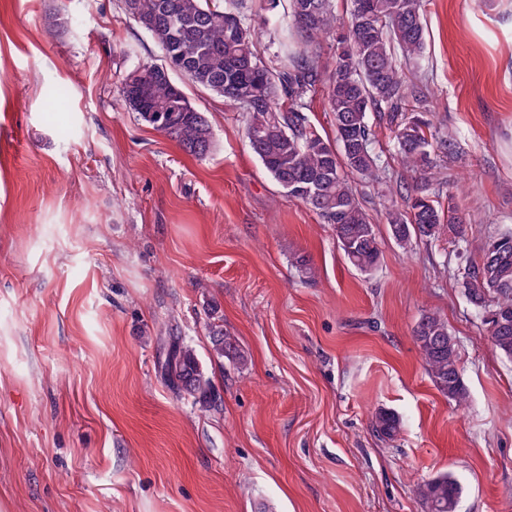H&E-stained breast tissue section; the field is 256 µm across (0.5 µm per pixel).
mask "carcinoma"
<instances>
[{
    "label": "carcinoma",
    "instance_id": "obj_1",
    "mask_svg": "<svg viewBox=\"0 0 512 512\" xmlns=\"http://www.w3.org/2000/svg\"><path fill=\"white\" fill-rule=\"evenodd\" d=\"M278 19L281 34L277 63L256 53L260 29L239 0H124L126 12L161 47L166 65L142 63L121 82L120 94L138 119L175 140L199 159L214 149L204 113L170 79L176 71L243 110L245 137L267 174L333 227L344 258L363 273L380 260L375 226L352 186L355 177L392 182L390 163L375 151L369 114L381 113L395 126L397 154L403 166L420 173L412 184L395 188L404 206L384 207L383 218L394 240H434L449 231L457 248L469 246L461 216L445 217L438 205L439 172L435 152H453L446 135L428 132L431 123L401 118L409 102L427 111L432 91L421 78L410 79L402 63L420 67L425 52L422 0H352L347 18L336 15L334 0H287ZM333 42L334 55L322 63V44ZM333 114L335 140L322 136L306 112L317 93ZM479 260L459 270L465 296L487 327L492 347L512 361V227L489 234ZM219 357L244 360L224 326L210 328ZM414 337L435 387L461 407L467 401L457 341L437 314L420 317ZM164 376L177 393L202 401L213 386L195 351L171 346ZM373 430L383 439L398 436L400 417L380 411ZM427 512H456L461 488L447 473L417 484Z\"/></svg>",
    "mask_w": 512,
    "mask_h": 512
}]
</instances>
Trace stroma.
Segmentation results:
<instances>
[{
    "instance_id": "1",
    "label": "stroma",
    "mask_w": 512,
    "mask_h": 512,
    "mask_svg": "<svg viewBox=\"0 0 512 512\" xmlns=\"http://www.w3.org/2000/svg\"><path fill=\"white\" fill-rule=\"evenodd\" d=\"M422 4L427 117L458 137L438 202L475 253L512 226V0ZM142 63L164 56L123 0H0V512H425L417 483L446 472L458 512H512V361L464 257L400 247L380 210L401 197L360 180L381 258L354 269L235 105L173 74L211 125L203 160L138 120L119 89ZM426 312L457 340L464 408L424 369ZM214 324L243 363L217 359ZM173 336L216 403L165 383ZM373 430L383 439H394L402 428L400 417L392 412L380 411L372 420Z\"/></svg>"
}]
</instances>
